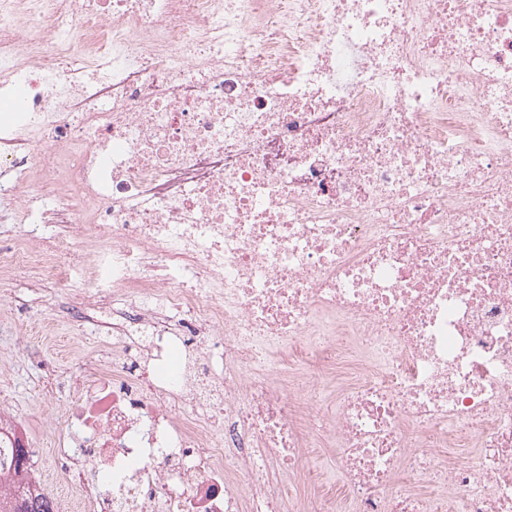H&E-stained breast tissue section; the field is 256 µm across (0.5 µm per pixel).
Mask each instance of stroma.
I'll return each mask as SVG.
<instances>
[{"mask_svg": "<svg viewBox=\"0 0 512 512\" xmlns=\"http://www.w3.org/2000/svg\"><path fill=\"white\" fill-rule=\"evenodd\" d=\"M57 303V296L23 273L10 276L0 290V408L27 430L38 456L35 474L67 512L73 492L56 458L68 438L61 414L72 400L71 376L87 353L72 349L73 331L59 320Z\"/></svg>", "mask_w": 512, "mask_h": 512, "instance_id": "stroma-1", "label": "stroma"}]
</instances>
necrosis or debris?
<instances>
[{
    "instance_id": "obj_1",
    "label": "necrosis or debris",
    "mask_w": 512,
    "mask_h": 512,
    "mask_svg": "<svg viewBox=\"0 0 512 512\" xmlns=\"http://www.w3.org/2000/svg\"><path fill=\"white\" fill-rule=\"evenodd\" d=\"M19 83L80 512H512V0H0Z\"/></svg>"
}]
</instances>
